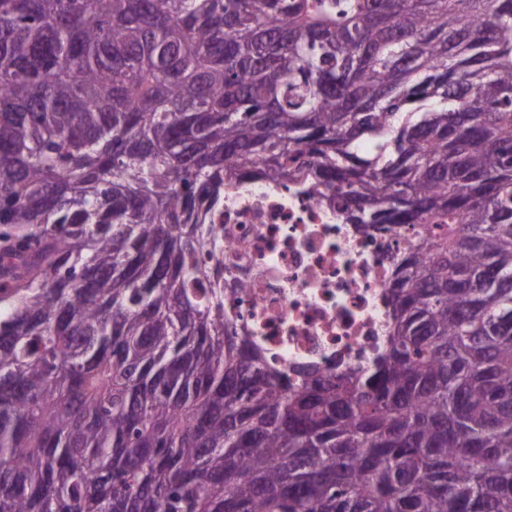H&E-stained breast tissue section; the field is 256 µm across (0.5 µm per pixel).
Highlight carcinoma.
I'll return each mask as SVG.
<instances>
[{
	"label": "carcinoma",
	"mask_w": 512,
	"mask_h": 512,
	"mask_svg": "<svg viewBox=\"0 0 512 512\" xmlns=\"http://www.w3.org/2000/svg\"><path fill=\"white\" fill-rule=\"evenodd\" d=\"M242 178L408 237L373 370L230 316ZM0 512H512V0H0Z\"/></svg>",
	"instance_id": "obj_1"
}]
</instances>
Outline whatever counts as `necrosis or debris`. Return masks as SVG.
<instances>
[{"mask_svg":"<svg viewBox=\"0 0 512 512\" xmlns=\"http://www.w3.org/2000/svg\"><path fill=\"white\" fill-rule=\"evenodd\" d=\"M309 188L241 181L224 191V299L269 364L370 368L387 347L384 244L398 236L347 223Z\"/></svg>","mask_w":512,"mask_h":512,"instance_id":"4bbe7bcc","label":"necrosis or debris"}]
</instances>
